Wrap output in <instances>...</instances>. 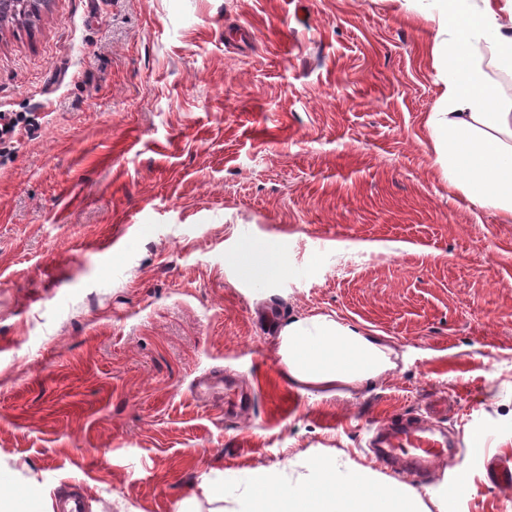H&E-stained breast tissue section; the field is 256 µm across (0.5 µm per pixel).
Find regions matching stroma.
Here are the masks:
<instances>
[{
    "label": "stroma",
    "mask_w": 512,
    "mask_h": 512,
    "mask_svg": "<svg viewBox=\"0 0 512 512\" xmlns=\"http://www.w3.org/2000/svg\"><path fill=\"white\" fill-rule=\"evenodd\" d=\"M423 0H51L0 22V473L83 512H176L202 479L333 456L447 402L431 512H512V221L435 162ZM382 251H372V244ZM286 272L249 276V248ZM328 316L397 355L308 394L278 334ZM231 370L242 415L197 401ZM484 448L483 456L468 452ZM465 469L469 489L452 479Z\"/></svg>",
    "instance_id": "obj_1"
}]
</instances>
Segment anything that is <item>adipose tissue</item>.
I'll use <instances>...</instances> for the list:
<instances>
[{
	"mask_svg": "<svg viewBox=\"0 0 512 512\" xmlns=\"http://www.w3.org/2000/svg\"><path fill=\"white\" fill-rule=\"evenodd\" d=\"M426 17L436 27L429 51L442 87L429 120L437 160L471 204L510 218L512 112L502 111L484 60L512 61V0H428ZM279 355L289 380L315 392L365 385L396 367L380 339L326 316L288 321ZM309 469L291 487L247 477L246 512H430L415 487L376 472L343 471L333 458Z\"/></svg>",
	"mask_w": 512,
	"mask_h": 512,
	"instance_id": "1",
	"label": "adipose tissue"
}]
</instances>
